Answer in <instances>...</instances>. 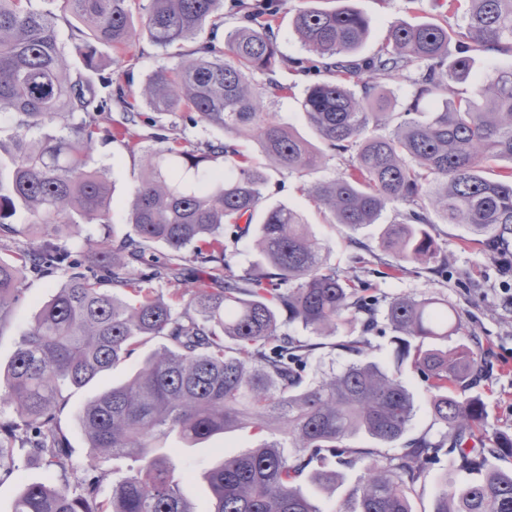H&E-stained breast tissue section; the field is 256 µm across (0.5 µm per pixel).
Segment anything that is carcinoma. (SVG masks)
Listing matches in <instances>:
<instances>
[{"instance_id":"cac0c4a2","label":"carcinoma","mask_w":512,"mask_h":512,"mask_svg":"<svg viewBox=\"0 0 512 512\" xmlns=\"http://www.w3.org/2000/svg\"><path fill=\"white\" fill-rule=\"evenodd\" d=\"M280 2L265 0L248 24L220 40L215 18L224 0H61V12L80 23L72 35L83 37L76 48L97 73L95 84L73 75L54 12L34 0H0V112L16 118L15 134L0 140V169L8 170L0 175V229L39 228L44 237L36 250L0 258V316L19 300L25 274L66 275L0 373V406L13 408L10 419L0 420V468L13 467L12 445L25 438L49 472L24 485L13 512H196L156 448L173 434L191 447L237 429L271 438L224 456L205 473L212 492L207 512H320L300 481L335 484L329 460L351 467L366 455L352 439L397 442L414 416L401 378L368 360L367 334L379 325L367 285L325 266V246L299 211L284 204L261 209L265 171L232 145L179 134L158 138L156 148L132 140L128 149L141 151L144 162L130 208L135 236L90 243L92 268L54 242L81 224L109 223V171L90 160L96 144L113 137V110L126 132L145 109L180 112L187 124L250 139L274 166L301 174L318 168L323 152L273 118L265 99L289 91L272 78L278 66L324 69L330 77L307 89L302 109L321 142L349 159L307 193L334 223L357 231L377 223L390 205L408 206L380 240L396 256L394 270L437 258L426 230L431 212L484 248L512 246V69L497 71L471 97L453 90L476 57L512 55V0H445L448 14L463 24L398 21L386 44L361 60L344 56L361 49L369 23L347 5L296 10L288 28L309 56H280ZM202 33L178 65L156 69L135 92L131 73L115 81L97 58L98 44L122 58L144 37L167 49ZM413 65L415 92L393 130L380 134L392 113L377 111L375 79ZM257 72L271 75L266 85L255 84ZM430 95L444 96L437 112L426 121L412 116ZM502 161L511 163L507 171L485 175ZM19 211L29 222L14 227L10 219ZM249 232L257 260L239 273L225 259L224 237ZM156 244L167 252L157 255ZM188 262L204 275L198 286L175 288L166 298L149 287L157 279L184 281ZM350 316L361 320L362 335L338 347L352 360L305 380L307 361L322 343L284 326L297 323L322 340L336 336ZM384 320L402 346L397 359L410 361L428 382L446 432L373 457L340 512H412L417 485L443 456L454 472L479 479L445 475L434 512H512V474L490 467V459L512 456V438L488 434L481 396H462L482 371L478 337L462 331L458 311L441 297H394ZM454 335V346H435ZM155 338L162 346L131 380L84 405L89 452L82 478L70 483L78 466L57 423L63 390L85 386ZM110 456L140 465L105 498L97 461Z\"/></svg>"}]
</instances>
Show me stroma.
<instances>
[{"label":"stroma","instance_id":"obj_1","mask_svg":"<svg viewBox=\"0 0 512 512\" xmlns=\"http://www.w3.org/2000/svg\"><path fill=\"white\" fill-rule=\"evenodd\" d=\"M348 2L370 22L369 37L359 51L363 58L378 51L393 22H417L440 16L434 6L435 0ZM195 46V40L191 39L182 47L164 49L143 38L134 46V57L128 61L113 59L111 50L102 45L97 51L102 61L111 62L113 78H121L129 70L139 81L158 67L175 66L180 60V52L190 51ZM275 77L290 85L291 92L285 97L269 98L270 111L295 134L316 142L317 136L307 121L301 101L307 87L319 80V73L294 72L282 65L277 68ZM92 162L109 170L112 218L108 226L85 224L79 233L61 238V245L70 250L82 249L89 237L98 239L106 236L118 240L134 232L129 222V210L132 191L143 173L139 156L131 154L126 147L125 136L118 135L108 143L96 145ZM344 167V158L331 154L320 168L308 173L291 175L268 169L267 202L271 205L282 203L299 210L316 237L327 244L328 264L341 276L368 282L380 304H387L390 298L403 295L448 298L460 311L464 327L475 331L479 338L475 350L484 364V374L475 392L487 405L486 428L489 433L512 437V251L496 253L474 243L461 242L459 230L452 225L434 224L429 232L440 257L448 261L447 272L430 271L409 263L399 273L382 274L383 265L392 262L393 257L381 250L380 233L383 225L399 220L400 208H387L378 223L354 232L333 223L331 216L319 209L305 191L310 183L331 179ZM63 281L64 277L59 273L47 278L24 277L22 299L0 321L1 365L11 359L20 337L39 308ZM370 341V359L391 368L400 367L402 380L414 398V416L407 438L413 439L425 433L433 436L442 434L444 428L436 421L429 402L428 383L410 363H397V345L392 331L387 329L371 334ZM158 346V340H150L125 362L102 373L85 387L69 390L67 404L59 414V423L75 463L85 462L88 452V442L79 425L80 408L99 392L126 381ZM261 440V435L246 430L236 431L215 436L206 443L185 450L175 460L184 475L182 489L185 496L200 512H207L210 491L200 477L201 471L210 467L221 453H243L256 447ZM14 461V473L8 477L0 475V512H13L22 484L40 482L47 476L44 466L30 458L26 446L15 445Z\"/></svg>","mask_w":512,"mask_h":512}]
</instances>
